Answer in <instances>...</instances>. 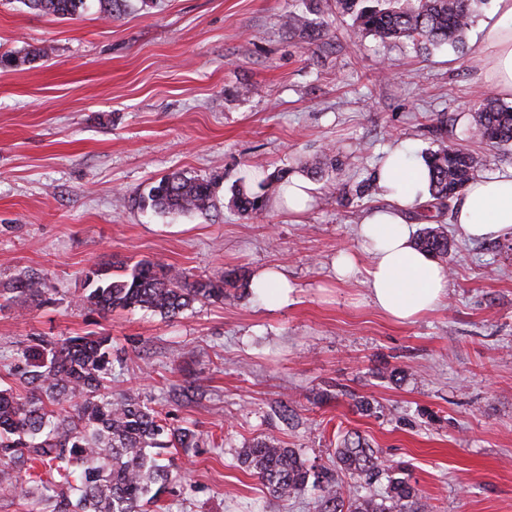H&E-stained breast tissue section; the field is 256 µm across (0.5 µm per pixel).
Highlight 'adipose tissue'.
I'll return each instance as SVG.
<instances>
[{"instance_id":"adipose-tissue-1","label":"adipose tissue","mask_w":512,"mask_h":512,"mask_svg":"<svg viewBox=\"0 0 512 512\" xmlns=\"http://www.w3.org/2000/svg\"><path fill=\"white\" fill-rule=\"evenodd\" d=\"M496 4V18L480 28L485 77L501 92L512 94V0ZM376 183L389 203L369 210L359 223L369 265L360 267L354 255L342 253L333 268L341 279L364 273L376 308L397 322L411 323L448 295L447 269L415 247L406 218L407 210L425 198L426 165L393 147L376 173ZM450 221L477 241L512 236V170L472 179L455 201Z\"/></svg>"}]
</instances>
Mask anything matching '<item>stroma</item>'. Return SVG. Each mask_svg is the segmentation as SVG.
Returning <instances> with one entry per match:
<instances>
[{
    "label": "stroma",
    "instance_id": "1",
    "mask_svg": "<svg viewBox=\"0 0 512 512\" xmlns=\"http://www.w3.org/2000/svg\"><path fill=\"white\" fill-rule=\"evenodd\" d=\"M495 6L480 5L465 47L425 52L352 38L329 0H149L115 20L0 0V56L50 50L0 66V289L33 275L52 297L0 301V384L29 337L107 333L112 392L204 435L169 449L184 478L165 512H316L312 495L273 497L238 452L273 439L327 466L350 431L405 467L431 512H512V237L448 227V298L411 324L373 305L363 274L332 272L342 251L370 261L357 227L387 203L373 173L389 148L486 151L469 126L490 89L480 28ZM291 11L321 44L283 27ZM254 163L309 182L310 208L272 200L240 219L229 199ZM171 172L215 180V209L142 207ZM141 260L197 278L274 266L295 293L276 306L228 287L171 319L77 306L90 267Z\"/></svg>",
    "mask_w": 512,
    "mask_h": 512
}]
</instances>
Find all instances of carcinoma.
I'll return each mask as SVG.
<instances>
[{
    "mask_svg": "<svg viewBox=\"0 0 512 512\" xmlns=\"http://www.w3.org/2000/svg\"><path fill=\"white\" fill-rule=\"evenodd\" d=\"M30 10L60 20L75 19L88 0H21ZM108 19L125 13L127 0H96ZM486 0H334L351 18V35L381 40H409L428 50L464 46L479 5ZM473 135L498 149L512 147V105L488 96L473 115ZM433 208L443 214L477 172L491 163L484 154L449 147L440 141L423 155ZM141 204L162 213L206 214L215 208V182L173 172L150 186ZM231 207L254 220L266 212L267 198L243 184ZM429 222L415 246L441 261L448 256V234ZM89 289L79 304L92 311L147 309L175 317L201 300L224 299V286L239 279L193 280L184 271L154 262H138L121 274L103 268L87 272ZM241 283V282H239ZM249 287V281L241 283ZM11 300L27 308L50 302L44 284L20 278L10 288ZM112 339L100 332L56 339L34 336L18 353L14 374L27 389L22 396L0 389V488L52 512H145L165 486L181 479L169 465L148 453L150 448H196L197 430L169 428L162 412L132 394L112 395ZM242 465L277 498L317 493L319 512H426L427 504L404 476L399 464H388L364 446L360 437L345 438L336 449V468L351 478L385 479L377 494L344 502L341 483L310 466L293 448L261 440L240 449Z\"/></svg>",
    "mask_w": 512,
    "mask_h": 512,
    "instance_id": "obj_1",
    "label": "carcinoma"
}]
</instances>
